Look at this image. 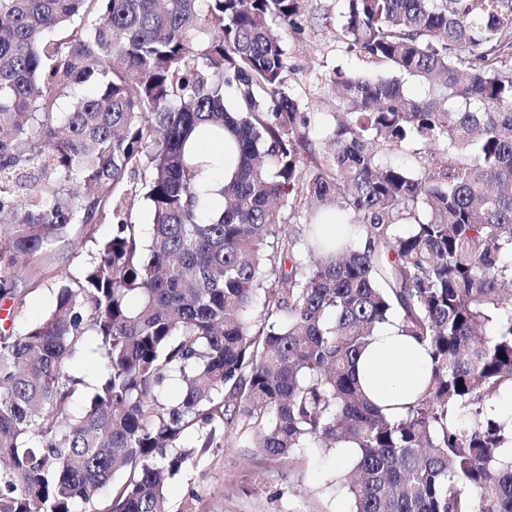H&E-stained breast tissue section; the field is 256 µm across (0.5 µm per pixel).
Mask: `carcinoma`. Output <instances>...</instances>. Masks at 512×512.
Returning <instances> with one entry per match:
<instances>
[{
  "instance_id": "carcinoma-1",
  "label": "carcinoma",
  "mask_w": 512,
  "mask_h": 512,
  "mask_svg": "<svg viewBox=\"0 0 512 512\" xmlns=\"http://www.w3.org/2000/svg\"><path fill=\"white\" fill-rule=\"evenodd\" d=\"M304 4L0 0V512H166L194 456L254 433L274 460L355 445L350 512H512V417L487 411L512 383V0H340L334 27ZM307 25L399 76L327 70L314 111L281 36ZM204 124L238 151L206 219L185 149ZM65 239L89 245L80 274L34 281L50 308L17 324ZM392 320L432 359L397 417L355 371Z\"/></svg>"
}]
</instances>
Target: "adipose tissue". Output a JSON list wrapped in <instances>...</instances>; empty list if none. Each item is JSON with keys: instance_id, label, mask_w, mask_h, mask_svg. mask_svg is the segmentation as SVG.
<instances>
[{"instance_id": "obj_1", "label": "adipose tissue", "mask_w": 512, "mask_h": 512, "mask_svg": "<svg viewBox=\"0 0 512 512\" xmlns=\"http://www.w3.org/2000/svg\"><path fill=\"white\" fill-rule=\"evenodd\" d=\"M188 146L206 161L198 178L200 192L216 197L222 179L230 178L235 171L231 137L214 138L199 132ZM430 368L427 350L404 335L396 324L389 323L378 327L373 344L361 356L358 376L383 412L397 416L420 391Z\"/></svg>"}]
</instances>
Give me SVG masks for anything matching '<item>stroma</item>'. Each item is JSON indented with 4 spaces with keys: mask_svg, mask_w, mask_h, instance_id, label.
<instances>
[{
    "mask_svg": "<svg viewBox=\"0 0 512 512\" xmlns=\"http://www.w3.org/2000/svg\"><path fill=\"white\" fill-rule=\"evenodd\" d=\"M290 67L289 83L297 94L308 91L324 67L365 71V63L338 47L329 34L306 29L284 31ZM340 474L330 458L307 452L297 462L263 456L250 437L212 449L189 464L167 489L171 512H349L350 502L338 490Z\"/></svg>",
    "mask_w": 512,
    "mask_h": 512,
    "instance_id": "35a3bbf8",
    "label": "stroma"
}]
</instances>
